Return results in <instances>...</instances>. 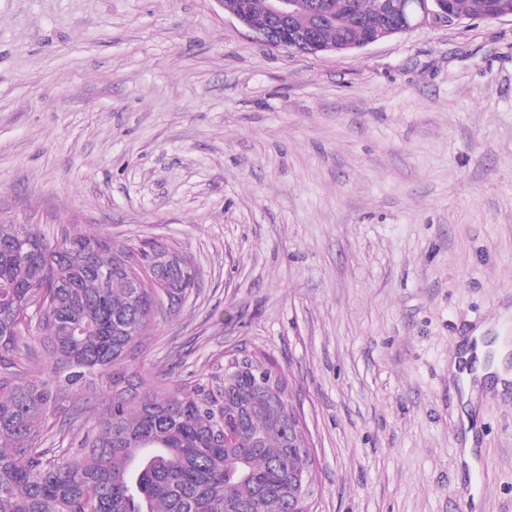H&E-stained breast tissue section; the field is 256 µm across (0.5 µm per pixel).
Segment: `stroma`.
<instances>
[{
  "mask_svg": "<svg viewBox=\"0 0 512 512\" xmlns=\"http://www.w3.org/2000/svg\"><path fill=\"white\" fill-rule=\"evenodd\" d=\"M0 210L180 247L150 362L273 360L314 512H512V380L452 369L512 362V17L309 55L217 0H0Z\"/></svg>",
  "mask_w": 512,
  "mask_h": 512,
  "instance_id": "stroma-1",
  "label": "stroma"
}]
</instances>
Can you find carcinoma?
<instances>
[{
	"label": "carcinoma",
	"instance_id": "1",
	"mask_svg": "<svg viewBox=\"0 0 512 512\" xmlns=\"http://www.w3.org/2000/svg\"><path fill=\"white\" fill-rule=\"evenodd\" d=\"M297 30L323 45L357 43L390 21L378 0H312ZM506 0H451L483 19ZM265 15V0L224 10ZM197 266L159 239L115 241L62 226L0 219V512H291L288 471L310 474V450L288 383L270 360L173 384L144 372L145 337L198 288ZM112 384L103 417L76 443L48 448L67 389Z\"/></svg>",
	"mask_w": 512,
	"mask_h": 512
}]
</instances>
